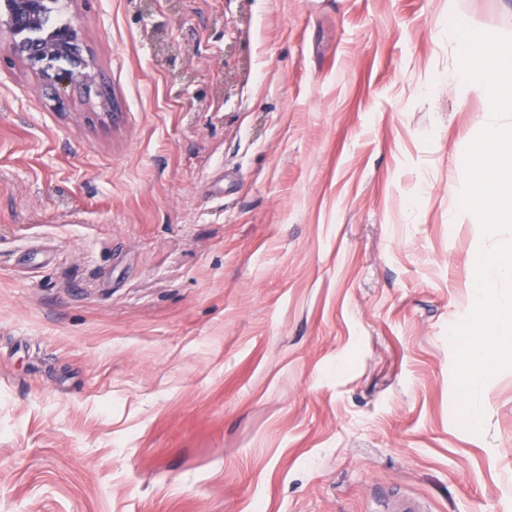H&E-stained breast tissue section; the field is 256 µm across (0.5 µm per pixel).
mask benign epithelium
I'll return each instance as SVG.
<instances>
[{
    "label": "benign epithelium",
    "mask_w": 512,
    "mask_h": 512,
    "mask_svg": "<svg viewBox=\"0 0 512 512\" xmlns=\"http://www.w3.org/2000/svg\"><path fill=\"white\" fill-rule=\"evenodd\" d=\"M46 0H0V24L12 34L10 52L28 70L38 72L42 82L53 90L76 84L91 89L94 61L87 53L81 26L68 24L41 33ZM66 56L68 69L52 67L51 60Z\"/></svg>",
    "instance_id": "obj_1"
}]
</instances>
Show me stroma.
Masks as SVG:
<instances>
[{"label":"stroma","instance_id":"stroma-1","mask_svg":"<svg viewBox=\"0 0 512 512\" xmlns=\"http://www.w3.org/2000/svg\"><path fill=\"white\" fill-rule=\"evenodd\" d=\"M452 12L512 40V0H73L60 97L0 32V512H512ZM463 365L466 377L473 381L478 370L492 356L498 345L512 344V299L499 300L496 317L464 336Z\"/></svg>","mask_w":512,"mask_h":512}]
</instances>
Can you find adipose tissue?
Segmentation results:
<instances>
[{
	"label": "adipose tissue",
	"mask_w": 512,
	"mask_h": 512,
	"mask_svg": "<svg viewBox=\"0 0 512 512\" xmlns=\"http://www.w3.org/2000/svg\"><path fill=\"white\" fill-rule=\"evenodd\" d=\"M448 36L465 61L461 83L474 87L487 104L482 137L461 164L469 190L459 208L487 224L512 223V40L490 41L470 30L457 15L448 17ZM512 344V299L500 301L496 316L466 336L463 364L467 379L492 356L498 345Z\"/></svg>",
	"instance_id": "ef3b65f1"
}]
</instances>
